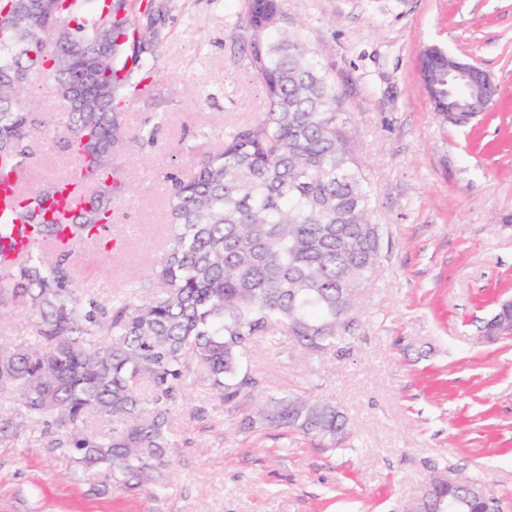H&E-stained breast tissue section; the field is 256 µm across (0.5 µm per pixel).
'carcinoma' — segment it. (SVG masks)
Instances as JSON below:
<instances>
[{
  "mask_svg": "<svg viewBox=\"0 0 512 512\" xmlns=\"http://www.w3.org/2000/svg\"><path fill=\"white\" fill-rule=\"evenodd\" d=\"M267 0H244L248 64L267 112L224 136L186 178L166 175L169 248L129 294L80 292L74 257L106 231L122 184L114 160L129 133L117 94L143 90L154 48L135 38L124 0H0V181L27 169L43 127L29 102V73L51 78L67 103L72 158L67 186L22 188L16 223H0V318L18 307L36 340L0 336V444L36 437L72 459L73 474L104 475L113 489L160 499L172 466L175 402L194 373L226 405L259 391L244 370L253 342L285 333L302 351H342L354 339L357 288L378 271L383 238L336 87L296 35L259 18ZM141 78L132 83L133 75ZM473 91L448 73L436 96ZM151 384L145 396L140 385ZM112 422L106 431L91 422ZM247 429L302 434L334 450L349 434L345 414L306 393L267 394ZM482 484L437 490L445 512H484Z\"/></svg>",
  "mask_w": 512,
  "mask_h": 512,
  "instance_id": "carcinoma-1",
  "label": "carcinoma"
}]
</instances>
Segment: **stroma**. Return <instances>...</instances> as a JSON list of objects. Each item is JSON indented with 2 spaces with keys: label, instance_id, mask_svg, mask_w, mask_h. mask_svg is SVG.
Listing matches in <instances>:
<instances>
[{
  "label": "stroma",
  "instance_id": "1",
  "mask_svg": "<svg viewBox=\"0 0 512 512\" xmlns=\"http://www.w3.org/2000/svg\"><path fill=\"white\" fill-rule=\"evenodd\" d=\"M167 13L154 82L119 106L129 132L156 127L118 161L124 189L106 253L75 257L77 284L127 293L164 256L166 173L192 171L225 134L266 110L238 25L240 0H160ZM281 26L336 85L384 232L381 274L357 290L344 353L302 355L288 335L258 339L246 360L264 390H308L338 405L342 448L243 428L196 375L178 401L167 494L92 490L68 458L38 443L0 445V512H406L438 473L480 481L512 512V338L481 328L512 299V0H281ZM479 64L498 92L457 127L423 87V46ZM47 112L33 138L31 186L63 176L65 103L34 76ZM202 406L205 418L190 410Z\"/></svg>",
  "mask_w": 512,
  "mask_h": 512
}]
</instances>
